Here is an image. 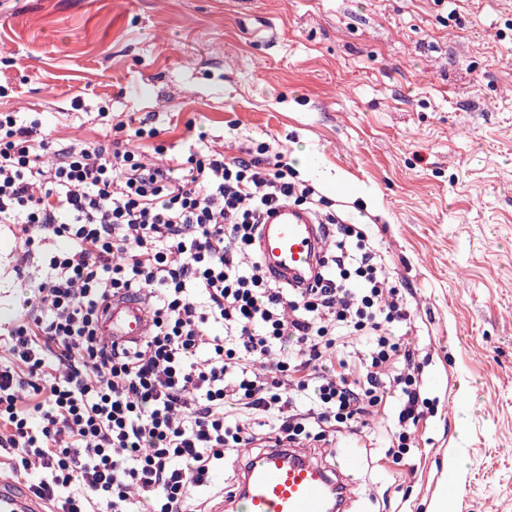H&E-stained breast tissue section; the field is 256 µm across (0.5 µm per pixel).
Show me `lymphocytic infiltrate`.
<instances>
[{"instance_id":"obj_1","label":"lymphocytic infiltrate","mask_w":512,"mask_h":512,"mask_svg":"<svg viewBox=\"0 0 512 512\" xmlns=\"http://www.w3.org/2000/svg\"><path fill=\"white\" fill-rule=\"evenodd\" d=\"M56 147L0 112V224L20 226L29 293L0 324V446L54 512H194L198 489L266 438L312 446L391 415L386 456L413 446L428 401L407 289L361 225L308 288L274 282L255 249L263 214L311 210L313 187L271 162L199 150L145 161L124 143ZM146 295L141 345L96 334L112 295ZM220 326L217 334L209 326Z\"/></svg>"}]
</instances>
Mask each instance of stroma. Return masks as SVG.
I'll list each match as a JSON object with an SVG mask.
<instances>
[{"mask_svg":"<svg viewBox=\"0 0 512 512\" xmlns=\"http://www.w3.org/2000/svg\"><path fill=\"white\" fill-rule=\"evenodd\" d=\"M0 86L62 146L107 143L103 109L168 158L282 153L411 290L425 356L413 456L379 424L319 458L356 450L354 512H512V0H0Z\"/></svg>","mask_w":512,"mask_h":512,"instance_id":"1","label":"stroma"}]
</instances>
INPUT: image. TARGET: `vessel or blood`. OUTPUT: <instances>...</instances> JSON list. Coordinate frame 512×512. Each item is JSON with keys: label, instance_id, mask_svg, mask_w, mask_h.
Masks as SVG:
<instances>
[{"label": "vessel or blood", "instance_id": "b4317fda", "mask_svg": "<svg viewBox=\"0 0 512 512\" xmlns=\"http://www.w3.org/2000/svg\"><path fill=\"white\" fill-rule=\"evenodd\" d=\"M258 250L277 282L311 286L323 268L327 233L311 211L284 203L258 226ZM152 321L143 297L119 295L102 314L98 328L105 343L134 346L149 335ZM354 453L331 467L288 442L260 451L243 449L236 462L237 482L225 499L227 512H341L351 500L347 473ZM0 512H44L25 488L0 481Z\"/></svg>", "mask_w": 512, "mask_h": 512}]
</instances>
